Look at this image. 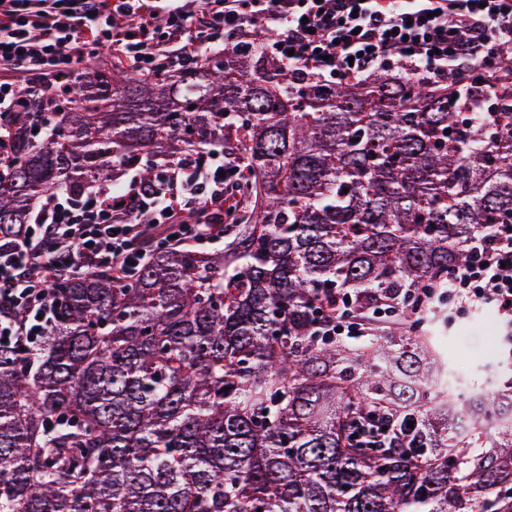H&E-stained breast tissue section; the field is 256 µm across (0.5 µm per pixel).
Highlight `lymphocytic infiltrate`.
Returning <instances> with one entry per match:
<instances>
[{
    "instance_id": "lymphocytic-infiltrate-1",
    "label": "lymphocytic infiltrate",
    "mask_w": 512,
    "mask_h": 512,
    "mask_svg": "<svg viewBox=\"0 0 512 512\" xmlns=\"http://www.w3.org/2000/svg\"><path fill=\"white\" fill-rule=\"evenodd\" d=\"M186 2L0 0V67L61 76L87 62L92 44L140 69L167 49L188 66L200 54L203 24L223 30L231 48L273 28L266 55L284 72L310 74L325 86L377 71L441 76L474 64L492 73L512 66L511 54L486 53L492 44L512 46V0H196L193 9ZM184 168L170 166L158 185L133 177L118 192L91 188L76 202L50 194L33 222L0 236V303L27 309L21 327L0 314V340L45 333L52 274L103 266L133 274L143 263L146 229L181 243L211 242L206 212L191 223L178 215L173 187ZM430 295L465 310L493 306L512 325V224L496 225Z\"/></svg>"
}]
</instances>
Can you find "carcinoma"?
Segmentation results:
<instances>
[{"label":"carcinoma","mask_w":512,"mask_h":512,"mask_svg":"<svg viewBox=\"0 0 512 512\" xmlns=\"http://www.w3.org/2000/svg\"><path fill=\"white\" fill-rule=\"evenodd\" d=\"M486 82L323 90L255 44L193 69L99 58L67 109L25 89L38 111L0 120V233L120 164L158 181L219 144L245 178L212 216L224 252L148 238L132 276L58 277L38 346L0 344V512H512V383L463 394L425 329L353 347L317 327L445 287L512 224V74Z\"/></svg>","instance_id":"1"}]
</instances>
